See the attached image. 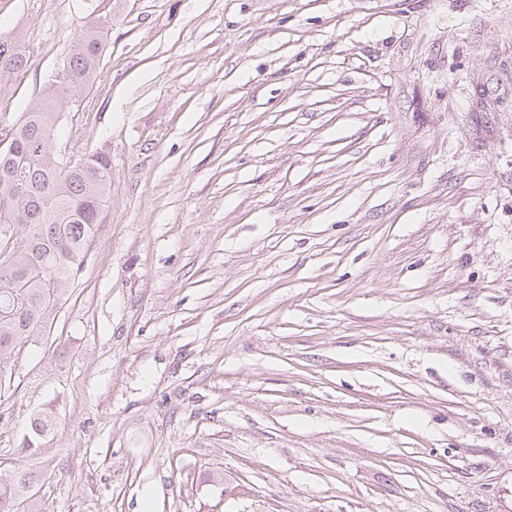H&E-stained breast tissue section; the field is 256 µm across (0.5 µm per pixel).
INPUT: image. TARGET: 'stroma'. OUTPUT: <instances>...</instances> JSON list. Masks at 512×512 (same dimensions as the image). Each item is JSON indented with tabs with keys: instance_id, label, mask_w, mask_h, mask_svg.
Segmentation results:
<instances>
[{
	"instance_id": "stroma-1",
	"label": "stroma",
	"mask_w": 512,
	"mask_h": 512,
	"mask_svg": "<svg viewBox=\"0 0 512 512\" xmlns=\"http://www.w3.org/2000/svg\"><path fill=\"white\" fill-rule=\"evenodd\" d=\"M93 13L54 146L112 184L0 462L42 512H512V0H0V135ZM26 50L19 33L0 32V90L12 77H17L27 66Z\"/></svg>"
}]
</instances>
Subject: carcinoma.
<instances>
[{"label": "carcinoma", "mask_w": 512, "mask_h": 512, "mask_svg": "<svg viewBox=\"0 0 512 512\" xmlns=\"http://www.w3.org/2000/svg\"><path fill=\"white\" fill-rule=\"evenodd\" d=\"M108 21L87 22L54 79L8 130L17 152L0 149V368L38 335L74 283L101 223L112 182L109 154L96 151L68 168L54 169L59 121L77 91L96 77ZM16 32H0V87L27 66ZM0 512H41L34 482L23 470L0 469Z\"/></svg>", "instance_id": "carcinoma-1"}]
</instances>
